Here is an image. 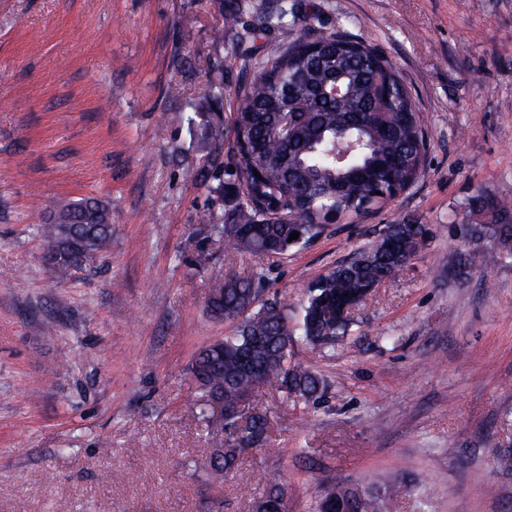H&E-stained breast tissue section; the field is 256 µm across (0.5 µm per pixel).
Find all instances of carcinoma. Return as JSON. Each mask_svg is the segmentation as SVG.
Here are the masks:
<instances>
[{
	"label": "carcinoma",
	"mask_w": 512,
	"mask_h": 512,
	"mask_svg": "<svg viewBox=\"0 0 512 512\" xmlns=\"http://www.w3.org/2000/svg\"><path fill=\"white\" fill-rule=\"evenodd\" d=\"M250 11L257 24L247 37L266 39L263 54L242 69L229 179L224 119L201 112L196 125L195 143L207 158L199 177L212 200L200 223L242 257L283 255L320 236L331 215L350 224L412 188L425 169L427 139L412 93L376 48L343 29L290 38L288 10L278 0H231L219 32L235 29ZM333 85L341 93L326 95ZM223 90L224 76L211 78L203 98L217 104ZM472 208L485 219L458 225L463 248L452 273L461 282L492 257L487 244L512 256V207L480 187ZM53 210L40 236L55 279L64 281L110 246L111 213L96 199L60 201ZM295 231L299 238L288 241ZM432 235L431 225L410 215L386 225L367 247L307 287L297 319L288 316V304L263 301L266 275L256 267L214 283L207 301L211 314L237 325L200 349L191 363L202 417L209 418L213 399L226 408L248 405L258 380L297 402L319 398L324 382L291 362L293 351L300 345L333 347L349 335L356 322L339 313L342 306L364 302L369 289L394 279ZM224 426L236 438L212 454L215 475L234 470L242 452L268 433L261 415L244 429L237 416L228 415ZM399 492L398 486L380 491L334 481L319 493L314 512H394ZM272 500H285L277 471L253 507Z\"/></svg>",
	"instance_id": "obj_1"
}]
</instances>
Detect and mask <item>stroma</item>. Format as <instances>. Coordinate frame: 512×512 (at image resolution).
<instances>
[{
  "mask_svg": "<svg viewBox=\"0 0 512 512\" xmlns=\"http://www.w3.org/2000/svg\"><path fill=\"white\" fill-rule=\"evenodd\" d=\"M297 29L342 27L398 68L422 114L420 181L288 254L243 260L198 218L210 201L189 123L224 74L231 115L249 45L216 37L226 0H0V512H248L279 471L288 512L321 488H404L398 512H512V259L468 285L450 267L477 186L512 204V0H315ZM112 210V247L54 279L53 203ZM404 215L424 249L351 336L294 362L317 402L252 396L269 437L218 478L228 430L194 412L188 371L231 333L214 281L262 268L263 299L307 286Z\"/></svg>",
  "mask_w": 512,
  "mask_h": 512,
  "instance_id": "35a3bbf8",
  "label": "stroma"
}]
</instances>
